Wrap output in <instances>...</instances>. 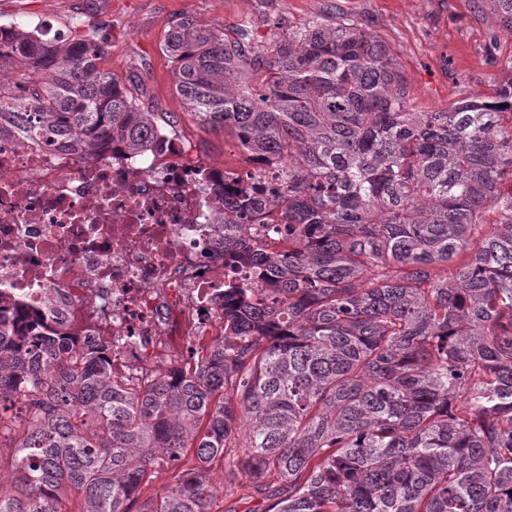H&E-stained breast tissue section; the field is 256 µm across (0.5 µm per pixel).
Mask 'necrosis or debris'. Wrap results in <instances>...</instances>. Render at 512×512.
<instances>
[{
	"mask_svg": "<svg viewBox=\"0 0 512 512\" xmlns=\"http://www.w3.org/2000/svg\"><path fill=\"white\" fill-rule=\"evenodd\" d=\"M234 176L160 128L149 150L99 154L22 139L0 125V318L112 345L127 375L149 373L167 340L220 330L224 191Z\"/></svg>",
	"mask_w": 512,
	"mask_h": 512,
	"instance_id": "4bbe7bcc",
	"label": "necrosis or debris"
}]
</instances>
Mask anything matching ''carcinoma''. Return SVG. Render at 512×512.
<instances>
[{
  "instance_id": "obj_1",
  "label": "carcinoma",
  "mask_w": 512,
  "mask_h": 512,
  "mask_svg": "<svg viewBox=\"0 0 512 512\" xmlns=\"http://www.w3.org/2000/svg\"><path fill=\"white\" fill-rule=\"evenodd\" d=\"M492 2L512 33V0ZM164 48L191 113L279 162L224 196V225L261 215L267 241L224 236L247 276L171 372L0 330V512H212L218 461L266 512H512V77L412 112L351 19L267 51L185 18ZM105 54L79 19L65 41L0 26V120L74 150L151 146ZM162 465L173 483L144 496Z\"/></svg>"
}]
</instances>
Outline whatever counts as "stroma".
<instances>
[{
    "mask_svg": "<svg viewBox=\"0 0 512 512\" xmlns=\"http://www.w3.org/2000/svg\"><path fill=\"white\" fill-rule=\"evenodd\" d=\"M194 17L229 38L247 30L269 48L312 18H350L383 39L395 54L415 111L495 93L512 61V34L499 24L490 0H0V25L43 23L49 34L68 32L75 18L106 27L103 69L129 86L148 112H168L208 159L243 168L245 159L223 130L202 125L174 86L163 50L166 31ZM213 512H265L243 472L223 463L210 471Z\"/></svg>",
    "mask_w": 512,
    "mask_h": 512,
    "instance_id": "35a3bbf8",
    "label": "stroma"
}]
</instances>
